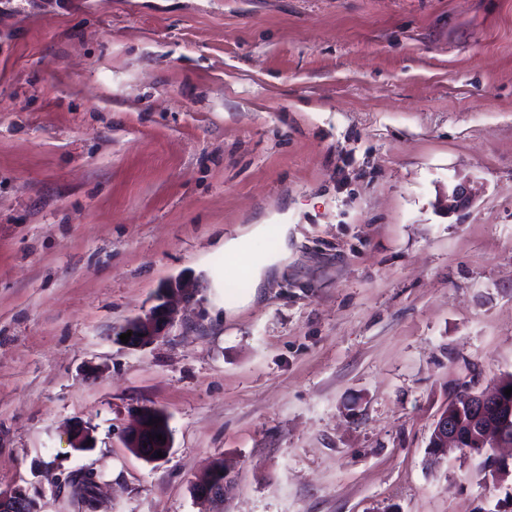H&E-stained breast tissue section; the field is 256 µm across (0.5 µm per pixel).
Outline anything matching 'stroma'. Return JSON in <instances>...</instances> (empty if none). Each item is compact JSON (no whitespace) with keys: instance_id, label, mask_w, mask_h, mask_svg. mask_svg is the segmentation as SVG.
<instances>
[{"instance_id":"obj_1","label":"stroma","mask_w":512,"mask_h":512,"mask_svg":"<svg viewBox=\"0 0 512 512\" xmlns=\"http://www.w3.org/2000/svg\"><path fill=\"white\" fill-rule=\"evenodd\" d=\"M259 224L288 253L229 308L249 275L222 247ZM178 280L169 336L116 340ZM475 370L512 373V0H0V487L38 512H512L495 450L427 464ZM147 407L152 463L124 445Z\"/></svg>"}]
</instances>
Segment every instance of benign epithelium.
<instances>
[{
	"instance_id": "7a95c632",
	"label": "benign epithelium",
	"mask_w": 512,
	"mask_h": 512,
	"mask_svg": "<svg viewBox=\"0 0 512 512\" xmlns=\"http://www.w3.org/2000/svg\"><path fill=\"white\" fill-rule=\"evenodd\" d=\"M472 190L460 184L448 191L446 208L454 213L465 208L472 201ZM180 285H167L159 293V305L151 309L145 316L135 320L131 335L135 340L130 342L134 347H145L165 335L172 325L175 315L174 308L166 299V294ZM479 379L460 389L452 400L454 407L443 408L438 416L429 444L428 461L431 464L440 462V456L452 445L465 452L482 453L487 448L512 447V395H505V389L512 387V378L498 380L495 391L486 394L477 389ZM153 418V409L146 408L142 412L139 426L127 432L125 445L146 462L158 460V453L168 452L172 447L170 434L160 425L149 424ZM71 447H92L89 431L81 424L71 429ZM162 435L166 442L162 443L155 436ZM0 512H38L35 502L26 491L14 486L0 490Z\"/></svg>"
}]
</instances>
